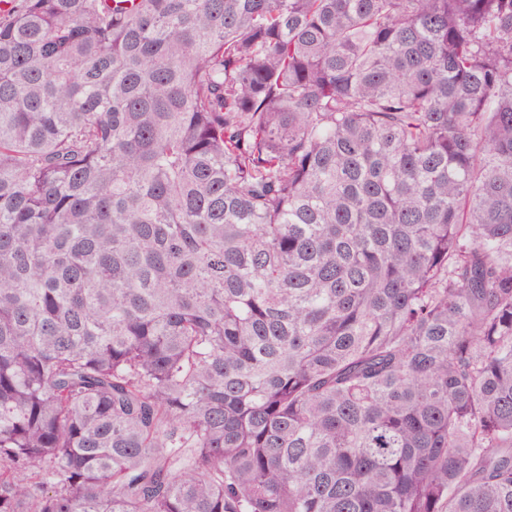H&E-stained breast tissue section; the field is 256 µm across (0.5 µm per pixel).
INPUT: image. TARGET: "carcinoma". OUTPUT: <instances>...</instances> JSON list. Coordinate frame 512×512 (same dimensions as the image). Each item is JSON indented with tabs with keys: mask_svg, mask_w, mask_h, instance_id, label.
I'll return each instance as SVG.
<instances>
[{
	"mask_svg": "<svg viewBox=\"0 0 512 512\" xmlns=\"http://www.w3.org/2000/svg\"><path fill=\"white\" fill-rule=\"evenodd\" d=\"M0 512H512V0H0Z\"/></svg>",
	"mask_w": 512,
	"mask_h": 512,
	"instance_id": "1",
	"label": "carcinoma"
}]
</instances>
